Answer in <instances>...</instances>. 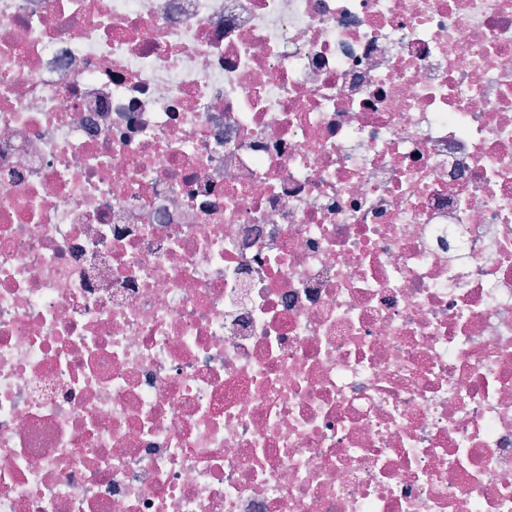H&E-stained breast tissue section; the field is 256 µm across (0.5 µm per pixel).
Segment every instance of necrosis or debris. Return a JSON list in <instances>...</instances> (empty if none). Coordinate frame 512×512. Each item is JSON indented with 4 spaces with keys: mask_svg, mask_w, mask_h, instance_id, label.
<instances>
[{
    "mask_svg": "<svg viewBox=\"0 0 512 512\" xmlns=\"http://www.w3.org/2000/svg\"><path fill=\"white\" fill-rule=\"evenodd\" d=\"M0 512H512V0H0Z\"/></svg>",
    "mask_w": 512,
    "mask_h": 512,
    "instance_id": "obj_1",
    "label": "necrosis or debris"
}]
</instances>
